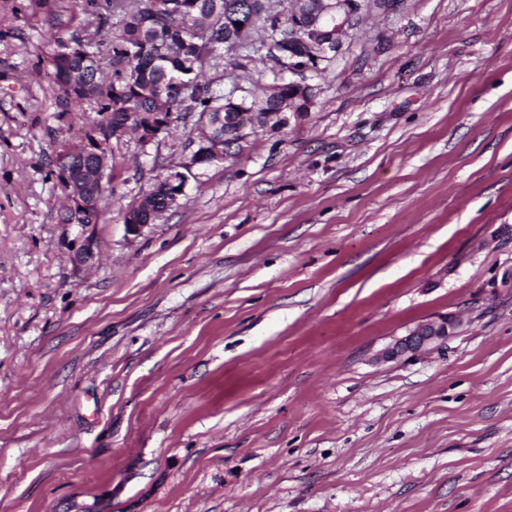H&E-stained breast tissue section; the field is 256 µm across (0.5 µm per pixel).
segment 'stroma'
Listing matches in <instances>:
<instances>
[{
	"label": "stroma",
	"instance_id": "obj_1",
	"mask_svg": "<svg viewBox=\"0 0 512 512\" xmlns=\"http://www.w3.org/2000/svg\"><path fill=\"white\" fill-rule=\"evenodd\" d=\"M84 19L0 0V512H512V0L372 12L138 236L202 128L114 145L78 266L54 159L93 114L46 72ZM179 173H183V172H181V171H174V172L168 173L165 176L156 175L153 178V182L147 188L148 190L151 191V193L154 196H156L157 198L160 199V201H159V206L161 208L160 211H163V210L166 209V205L164 203V200L167 197V193L169 192V190H166V188L168 187L166 182L168 181V178H170L174 174H179ZM174 179L175 178H171L168 181L169 187L175 188L173 191L170 192L171 200L168 201V204L171 205V209H173L174 207H176L178 205L179 199L183 195V192H184V186L176 187L175 186L176 184L173 181ZM186 180H187V177L183 173V182L186 183ZM126 214V215H125ZM126 230L134 236L141 235L145 228L153 225L158 218L157 211H153L151 205L144 204L143 208L136 211L125 212ZM459 321L454 315H439L407 329L406 333L394 339L377 355L383 361L410 358L427 350L435 349L447 342Z\"/></svg>",
	"mask_w": 512,
	"mask_h": 512
}]
</instances>
